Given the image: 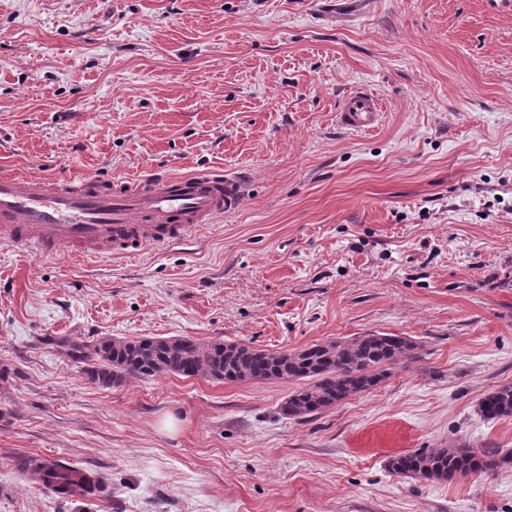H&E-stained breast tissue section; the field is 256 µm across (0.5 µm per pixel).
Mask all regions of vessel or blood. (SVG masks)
<instances>
[{
    "label": "vessel or blood",
    "instance_id": "obj_1",
    "mask_svg": "<svg viewBox=\"0 0 512 512\" xmlns=\"http://www.w3.org/2000/svg\"><path fill=\"white\" fill-rule=\"evenodd\" d=\"M338 117L348 130L370 132L380 125L382 109L373 93L359 88L346 95ZM248 185L244 175L208 172L109 182L1 174L0 243L42 256L164 248L235 213Z\"/></svg>",
    "mask_w": 512,
    "mask_h": 512
}]
</instances>
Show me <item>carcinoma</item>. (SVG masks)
<instances>
[{"label":"carcinoma","instance_id":"obj_1","mask_svg":"<svg viewBox=\"0 0 512 512\" xmlns=\"http://www.w3.org/2000/svg\"><path fill=\"white\" fill-rule=\"evenodd\" d=\"M71 359L86 365L92 382L103 388L125 378L178 374L224 382L302 381L282 406L285 415L304 419L343 400L374 389L388 378L400 359L412 358L418 344L406 336L366 333L344 340L314 344L296 351L260 350L245 343L215 341L200 344L190 338L143 337L106 339L96 343L51 339ZM478 410L489 420L512 417V383L488 392ZM512 466V449L466 444L419 449L389 458L388 470L398 476L428 481L487 473ZM43 485L56 497L73 496L79 471L44 463L33 467Z\"/></svg>","mask_w":512,"mask_h":512}]
</instances>
